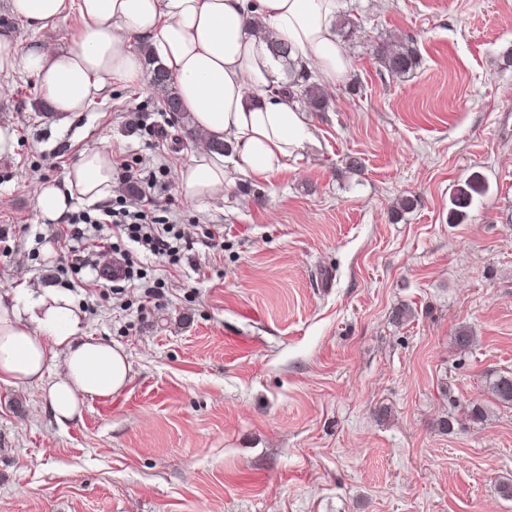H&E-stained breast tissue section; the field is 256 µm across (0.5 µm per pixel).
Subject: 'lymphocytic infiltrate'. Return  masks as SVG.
Listing matches in <instances>:
<instances>
[{
	"mask_svg": "<svg viewBox=\"0 0 512 512\" xmlns=\"http://www.w3.org/2000/svg\"><path fill=\"white\" fill-rule=\"evenodd\" d=\"M117 168L121 180L138 185V198L116 200L97 217L86 212L71 213L64 230L50 234L48 240L72 253L112 251L118 265L117 275L111 278L113 294L122 297L133 288L139 290L141 303L157 306L163 298V287L158 281L146 283L142 260L154 257L179 265L184 235L177 225L164 222L146 204L148 197L162 188L161 171L140 168L126 159Z\"/></svg>",
	"mask_w": 512,
	"mask_h": 512,
	"instance_id": "obj_1",
	"label": "lymphocytic infiltrate"
}]
</instances>
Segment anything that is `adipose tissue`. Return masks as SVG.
<instances>
[{
  "label": "adipose tissue",
  "instance_id": "adipose-tissue-1",
  "mask_svg": "<svg viewBox=\"0 0 512 512\" xmlns=\"http://www.w3.org/2000/svg\"><path fill=\"white\" fill-rule=\"evenodd\" d=\"M10 11L44 30L78 13L81 30L72 46L22 47L0 30V74L36 77L50 112H83L116 83L137 81V40L149 41L173 78L183 111L204 139L201 158L179 171L188 199L218 201L227 175L265 179L313 144L309 120L288 96L278 94L279 63L251 30L261 20L274 39L335 85L349 62L336 38L337 0H10ZM226 143L221 154L218 143ZM110 154L84 150L63 185L37 187L36 207L60 220L73 202L95 204L109 196ZM126 351L81 333L79 310L62 291L25 299L0 296V383L44 385L55 422L79 417L84 400L108 398L131 380Z\"/></svg>",
  "mask_w": 512,
  "mask_h": 512
}]
</instances>
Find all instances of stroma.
<instances>
[{"label":"stroma","instance_id":"stroma-1","mask_svg":"<svg viewBox=\"0 0 512 512\" xmlns=\"http://www.w3.org/2000/svg\"><path fill=\"white\" fill-rule=\"evenodd\" d=\"M361 25L348 76L308 117L317 139L268 179L188 200L190 115L165 111L150 61L84 112L55 115L26 74L0 95V294L70 292L84 335L124 348L128 386L58 425L42 385L0 384V512H512V0H342ZM77 15L36 32L0 0V29L66 47ZM417 42L402 77L375 46ZM149 114L166 140L129 134ZM167 165L159 216L183 225L179 266L148 260L161 306L120 309L92 254H60L35 185L87 149ZM359 170H351L349 158ZM488 185L458 224L457 184ZM415 208L394 217L397 198ZM224 228L223 247L202 234ZM78 274L59 280V264ZM409 306L411 319L394 320ZM475 337L469 351L452 338ZM486 409L475 422L467 412ZM451 420L444 430L443 420ZM494 401L499 405L512 406V375H499L488 385Z\"/></svg>","mask_w":512,"mask_h":512}]
</instances>
